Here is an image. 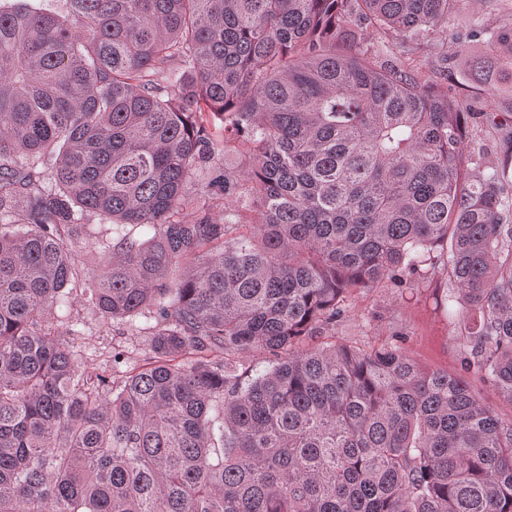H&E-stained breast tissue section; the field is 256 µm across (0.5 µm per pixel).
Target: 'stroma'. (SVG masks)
<instances>
[{
    "instance_id": "1",
    "label": "stroma",
    "mask_w": 512,
    "mask_h": 512,
    "mask_svg": "<svg viewBox=\"0 0 512 512\" xmlns=\"http://www.w3.org/2000/svg\"><path fill=\"white\" fill-rule=\"evenodd\" d=\"M512 146V124L485 131L470 127L465 152L472 159L490 167L496 164L502 150ZM444 279L419 278L413 289L370 288L359 290L347 298L349 316L336 328L335 340L364 349L399 342L405 354L421 368L466 377L472 388L502 421L512 420V400L483 382L463 363V338L448 314L444 297L450 288ZM50 329L67 334L76 327L73 349L80 366L90 375H112V354H125L122 371L141 368L147 354L134 327L121 321H107L96 315L84 302L73 307L70 321H62L59 313L47 319Z\"/></svg>"
}]
</instances>
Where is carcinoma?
<instances>
[{"mask_svg":"<svg viewBox=\"0 0 512 512\" xmlns=\"http://www.w3.org/2000/svg\"><path fill=\"white\" fill-rule=\"evenodd\" d=\"M438 37L512 120V0H0V512H512V421L464 377L298 349L441 273L512 400V151L481 169L438 68L382 48ZM197 183L224 223L180 217ZM79 298L155 321L146 367L85 375L44 325Z\"/></svg>","mask_w":512,"mask_h":512,"instance_id":"1","label":"carcinoma"}]
</instances>
